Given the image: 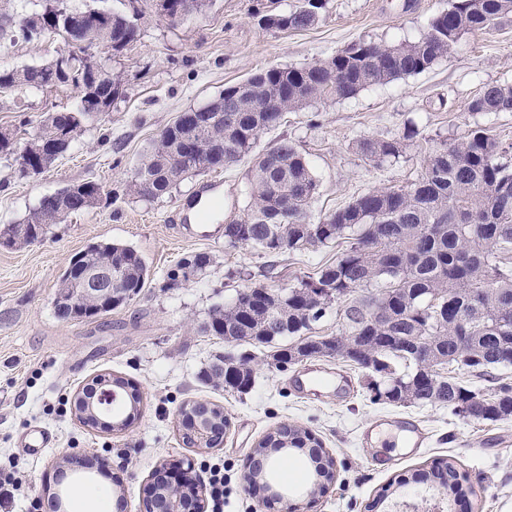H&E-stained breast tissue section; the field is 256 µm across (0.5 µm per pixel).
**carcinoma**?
I'll use <instances>...</instances> for the list:
<instances>
[{"label":"carcinoma","mask_w":512,"mask_h":512,"mask_svg":"<svg viewBox=\"0 0 512 512\" xmlns=\"http://www.w3.org/2000/svg\"><path fill=\"white\" fill-rule=\"evenodd\" d=\"M328 0H297L290 11L260 15L271 32L301 30L315 25ZM56 8L44 23L28 18L34 0H15L13 12L0 20V37L10 42L39 43L46 36L67 37L69 0H54ZM512 17V0H452L435 14L426 32L414 41L388 45L355 42L335 55L299 68L271 66L231 87L232 96L219 95L199 108L206 114L200 125L177 121L164 128L133 168L127 193L155 201L172 192L182 178L218 167L252 162L247 173V204L243 213L224 225V245L247 246L264 256L283 253L281 244L295 252L326 246L351 234V242L336 263L304 276L291 287L245 285L233 299L215 305L200 325V332L218 336L230 345L267 348L278 338L298 337L295 345L275 350L274 368L285 371L304 358L342 359L368 373L372 399L390 405L448 406L465 419L498 421L512 416V383L496 371L512 367V153L485 130H475L452 143L442 142L424 163L421 178L402 189L370 190L352 203L307 222L318 181L305 158L284 140L272 152L257 154L263 134L279 127L285 115L325 98L348 99L361 90L417 75L459 45L463 35L482 31ZM128 17L108 13L99 22L94 46H112L118 53L126 37L137 33ZM65 58L21 70H0V91L46 89L65 83L54 67ZM89 107L55 112L42 120L34 133L53 140L57 130L79 133L94 119L99 105L122 94L121 74L109 60L95 62L91 86L80 90ZM470 112H512V85L487 84L467 106ZM25 139L0 138V157L18 161ZM356 152L376 164L396 158L399 139L363 137ZM183 160L174 166L173 154ZM101 184L88 180L67 185L42 197L26 217L0 226V243L43 240L55 224L95 208L102 200ZM288 201V211L282 202ZM210 263L205 253L180 261L168 275V284L188 282ZM120 269L112 295L85 292L76 310L65 306L81 292L78 273ZM148 270L131 246L92 242L74 256L59 278L53 309L63 321H84L107 315L134 300L145 287ZM384 286L377 288L378 281ZM328 288L321 305L314 304L316 289ZM343 305L341 333L321 350L301 336L324 318L333 305ZM366 340L356 349L350 337ZM464 370L491 383L476 403V390L451 369ZM201 380L246 392L255 382L250 358L227 353L201 372ZM112 381L130 389L131 414L117 428L130 426L140 411L138 388L128 379ZM291 448L308 452L314 472L322 454L305 448L306 430L288 431ZM453 462L441 461L419 469L413 482L447 499H465L471 488L456 482Z\"/></svg>","instance_id":"carcinoma-1"}]
</instances>
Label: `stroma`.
Listing matches in <instances>:
<instances>
[{"label": "stroma", "instance_id": "35a3bbf8", "mask_svg": "<svg viewBox=\"0 0 512 512\" xmlns=\"http://www.w3.org/2000/svg\"><path fill=\"white\" fill-rule=\"evenodd\" d=\"M92 2L138 17V41L111 60L122 74L124 96L110 112L86 123L45 173L20 180L0 160V225L20 220L41 197L67 183L94 180L111 194L96 208L53 226L42 241L0 244V467L16 463L23 477L20 496L1 503L0 512H29L30 499L42 498L46 484L54 482L56 462L72 453L103 460L111 474L107 480L71 483L88 512H142L153 469L176 461L191 463L200 482L202 462H223L230 480L224 512H270L247 490L243 472L257 443L284 423L308 429L335 464L333 483L314 500L303 470L289 474L288 496L303 512H367L384 488L389 496L379 501L378 512H423L426 493L412 492L402 480L441 460L467 475L471 512H504L512 505V418L474 421L445 407L377 403L364 371L329 358L307 365L350 375L354 391L340 403L322 387L305 396L291 392L290 371L261 362L255 365L256 384L246 393L199 380L200 370L227 351L222 339L198 330L214 305L230 301L248 283L293 286L317 267L334 263L342 244L271 258L249 247L225 248L220 239L179 238L169 218L199 185L197 175L152 202L125 193L135 164L181 112L206 105L270 66H305L358 39L387 44L416 39L448 0H328L313 27L277 33L259 26L257 10L286 11L295 0H207L201 11L178 23L159 16L152 0H70V5L82 10ZM65 49L59 37L19 42L0 50V70L49 62ZM504 82L512 84V20L465 34L454 51L421 74L288 113L258 148L265 151L285 139L303 154L320 184L308 212L315 222L367 191L416 182L439 142L458 141L483 128L512 143V112L467 109L483 86ZM78 100L71 84L1 93L0 130L22 121L36 130L48 113L74 109ZM410 128L415 135L405 139L394 162H368L353 148L360 137L404 138ZM246 171L243 164L212 170V177L224 181L220 223L243 210ZM99 240L139 251L149 271L145 288L109 315L80 322L57 319L52 299L61 273L76 253ZM195 253L211 256L206 272L188 284L166 287L168 270ZM100 374L125 377L140 391L141 413L124 430L87 427L75 416L77 392ZM193 400L223 408L228 426L219 447L183 444L178 411ZM395 416L421 422L424 448L406 456L390 431L381 447H360L363 424ZM30 424L53 436L35 455L21 445Z\"/></svg>", "mask_w": 512, "mask_h": 512}]
</instances>
